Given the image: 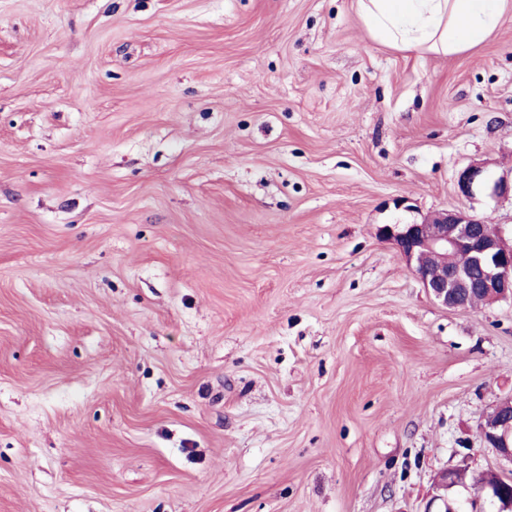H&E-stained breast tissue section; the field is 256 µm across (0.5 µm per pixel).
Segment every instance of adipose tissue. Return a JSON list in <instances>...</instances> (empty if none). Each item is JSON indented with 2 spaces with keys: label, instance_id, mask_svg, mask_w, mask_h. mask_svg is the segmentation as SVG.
<instances>
[{
  "label": "adipose tissue",
  "instance_id": "1",
  "mask_svg": "<svg viewBox=\"0 0 512 512\" xmlns=\"http://www.w3.org/2000/svg\"><path fill=\"white\" fill-rule=\"evenodd\" d=\"M507 0H357V16L379 43L423 58L464 54L500 26Z\"/></svg>",
  "mask_w": 512,
  "mask_h": 512
}]
</instances>
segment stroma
Segmentation results:
<instances>
[{
	"label": "stroma",
	"mask_w": 512,
	"mask_h": 512,
	"mask_svg": "<svg viewBox=\"0 0 512 512\" xmlns=\"http://www.w3.org/2000/svg\"><path fill=\"white\" fill-rule=\"evenodd\" d=\"M512 10L468 53L356 0H0V512H438L497 470L512 302L385 224L512 199ZM458 193L464 197H470L477 189H490L492 195L498 197H512V174L508 177L493 179L484 166L471 164L460 170L456 176ZM464 470L460 469H449L445 471L441 477L440 480L437 483V489L443 490V494H437L434 496L435 500H440L444 504V509L452 511L453 507L450 504L447 496H445V491L447 492L448 488L455 487V486H463L464 483ZM448 502V503H447Z\"/></svg>",
	"instance_id": "obj_1"
}]
</instances>
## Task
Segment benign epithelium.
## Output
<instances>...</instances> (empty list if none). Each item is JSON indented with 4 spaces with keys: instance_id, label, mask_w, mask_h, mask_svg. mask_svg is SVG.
<instances>
[{
    "instance_id": "benign-epithelium-1",
    "label": "benign epithelium",
    "mask_w": 512,
    "mask_h": 512,
    "mask_svg": "<svg viewBox=\"0 0 512 512\" xmlns=\"http://www.w3.org/2000/svg\"><path fill=\"white\" fill-rule=\"evenodd\" d=\"M458 193L470 197L477 189L487 188L492 195H512V178L494 179L486 169L471 164L456 176ZM406 259L434 301L446 308H467L473 298L486 301L512 300V239L502 232L487 233L481 218L460 210L435 212L416 224H385L378 228ZM486 447L499 459L498 472H512V396L500 400L479 427ZM465 471L449 469L437 483L441 493L435 499L444 502L443 492L464 485ZM498 501V512H512V496L501 494L499 486L487 484L471 498L474 512H486L488 500Z\"/></svg>"
}]
</instances>
